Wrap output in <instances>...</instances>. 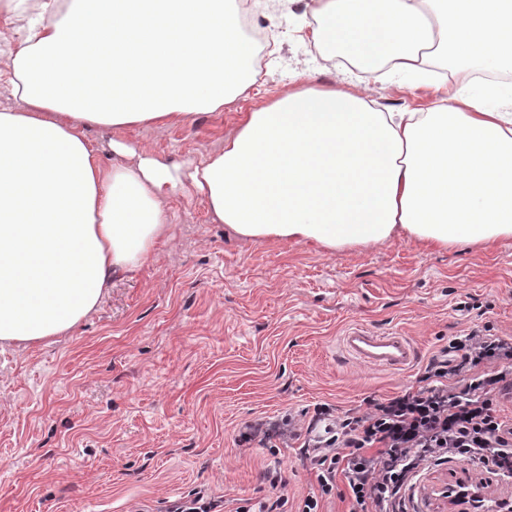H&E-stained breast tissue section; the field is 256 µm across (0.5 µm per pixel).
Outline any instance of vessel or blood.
<instances>
[{
	"instance_id": "obj_1",
	"label": "vessel or blood",
	"mask_w": 512,
	"mask_h": 512,
	"mask_svg": "<svg viewBox=\"0 0 512 512\" xmlns=\"http://www.w3.org/2000/svg\"><path fill=\"white\" fill-rule=\"evenodd\" d=\"M340 349L360 364L393 371L406 370L416 356L408 337L396 332H378L362 325L350 328L341 336Z\"/></svg>"
}]
</instances>
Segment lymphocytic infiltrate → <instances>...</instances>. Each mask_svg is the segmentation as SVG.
I'll return each mask as SVG.
<instances>
[{"label": "lymphocytic infiltrate", "instance_id": "f902f5d3", "mask_svg": "<svg viewBox=\"0 0 512 512\" xmlns=\"http://www.w3.org/2000/svg\"><path fill=\"white\" fill-rule=\"evenodd\" d=\"M422 386L366 411L316 412L323 431L302 451L317 471L319 495L301 512H319L344 472L349 512H407L405 492L421 469L454 459L496 474L512 475V418L502 402L512 394V338L474 329L455 336L425 366Z\"/></svg>", "mask_w": 512, "mask_h": 512}]
</instances>
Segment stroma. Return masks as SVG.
Listing matches in <instances>:
<instances>
[{"label": "stroma", "instance_id": "obj_1", "mask_svg": "<svg viewBox=\"0 0 512 512\" xmlns=\"http://www.w3.org/2000/svg\"><path fill=\"white\" fill-rule=\"evenodd\" d=\"M299 0L267 31L273 48L247 98L160 130L88 128L103 163L119 138L173 164L220 149L243 113L291 83L336 85L385 112H420L431 84L403 74L386 83L324 67L305 36ZM169 232L139 266L113 272L97 310L74 333L19 349L0 346V512H168L204 488L224 512L268 497L280 471L296 512L318 492L298 438L270 454L241 439L247 424L320 406L361 412L420 387L448 338L472 328L512 336V240L439 250L404 236L330 252L314 243L246 242L212 223L204 197L185 187L165 201ZM365 325L398 331L417 350L400 373L364 366L339 348ZM451 460L423 471L410 512H448L440 489L473 476Z\"/></svg>", "mask_w": 512, "mask_h": 512}]
</instances>
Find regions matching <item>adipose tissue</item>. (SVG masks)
Here are the masks:
<instances>
[{
  "label": "adipose tissue",
  "instance_id": "1",
  "mask_svg": "<svg viewBox=\"0 0 512 512\" xmlns=\"http://www.w3.org/2000/svg\"><path fill=\"white\" fill-rule=\"evenodd\" d=\"M293 0H5L0 77V342L71 334L113 271L144 263L167 233L182 176L210 220L249 241L336 252L396 235L448 249L512 239V113L465 93L477 69L512 73V0H306L326 61L426 84L424 112L305 83L247 113L188 174L124 141L99 160L87 127L166 128L230 105L257 82L241 18L274 21Z\"/></svg>",
  "mask_w": 512,
  "mask_h": 512
}]
</instances>
